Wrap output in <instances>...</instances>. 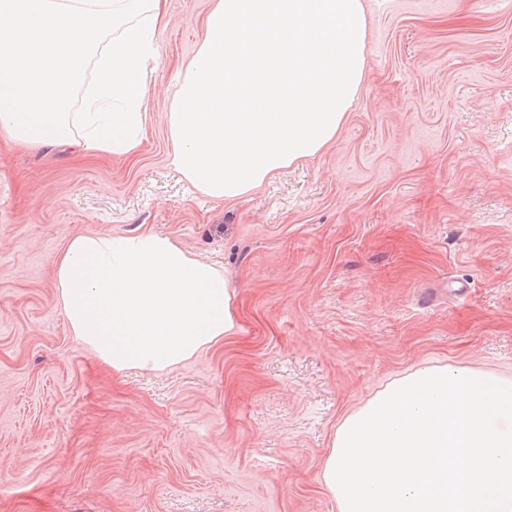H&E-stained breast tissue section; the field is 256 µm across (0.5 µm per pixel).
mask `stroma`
<instances>
[{
    "instance_id": "stroma-1",
    "label": "stroma",
    "mask_w": 512,
    "mask_h": 512,
    "mask_svg": "<svg viewBox=\"0 0 512 512\" xmlns=\"http://www.w3.org/2000/svg\"><path fill=\"white\" fill-rule=\"evenodd\" d=\"M363 2L335 140L242 197L170 163L209 0H167L135 155L0 131V512H338L320 471L346 414L424 364L512 377V0ZM146 230L230 277L238 329L115 374L53 265L73 236Z\"/></svg>"
}]
</instances>
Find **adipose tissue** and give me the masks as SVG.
Masks as SVG:
<instances>
[{"label": "adipose tissue", "instance_id": "adipose-tissue-1", "mask_svg": "<svg viewBox=\"0 0 512 512\" xmlns=\"http://www.w3.org/2000/svg\"><path fill=\"white\" fill-rule=\"evenodd\" d=\"M166 0H0V129L38 147L133 155L153 122ZM168 112L171 165L233 199L315 157L364 80L362 0H211ZM62 314L120 373L159 371L233 334L228 277L170 237L78 235L55 260Z\"/></svg>", "mask_w": 512, "mask_h": 512}]
</instances>
